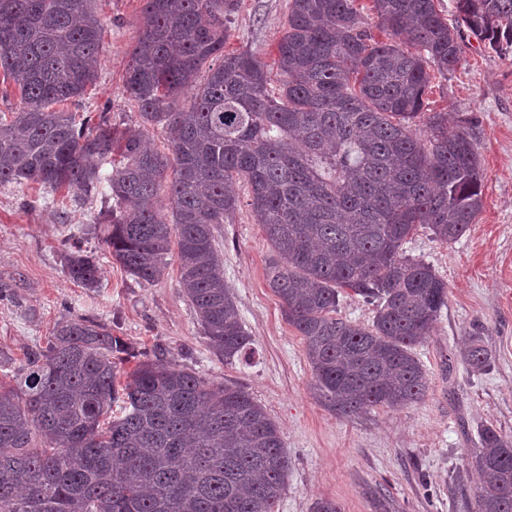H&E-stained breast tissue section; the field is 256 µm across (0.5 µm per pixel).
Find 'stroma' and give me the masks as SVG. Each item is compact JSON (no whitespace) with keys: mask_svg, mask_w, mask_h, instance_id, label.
<instances>
[{"mask_svg":"<svg viewBox=\"0 0 512 512\" xmlns=\"http://www.w3.org/2000/svg\"><path fill=\"white\" fill-rule=\"evenodd\" d=\"M142 7V0H95L103 28L97 78L69 110L86 116L108 109L120 129L139 123L123 77ZM287 13L288 0H238L227 50L273 63ZM458 35L462 57L433 78L428 108L447 113L449 129L468 127L480 153L484 207L455 242L421 228L404 246L448 284L447 307L414 349L429 375L420 402L346 418L317 400L303 341L267 283L269 244L246 205L220 226L218 240L224 282L255 353L227 363L209 348L176 267L144 284L112 258L105 227L95 221L99 198L38 184L0 185V352L22 359L45 345L59 322L95 319L133 347L117 356L120 373L131 372L140 356L161 352L176 367L243 387L267 411L289 460L276 512H311L320 498L335 500L342 512H377L379 493L392 512H458L454 483L464 480L471 491L479 483L471 458L480 427L512 438V54L493 52L467 27ZM72 246L95 253L97 287L68 278L64 254ZM473 336L492 353L487 371L469 372L462 361Z\"/></svg>","mask_w":512,"mask_h":512,"instance_id":"35a3bbf8","label":"stroma"}]
</instances>
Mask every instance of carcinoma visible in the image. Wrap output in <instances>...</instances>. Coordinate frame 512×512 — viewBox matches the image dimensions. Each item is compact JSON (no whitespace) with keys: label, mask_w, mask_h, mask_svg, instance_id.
Returning <instances> with one entry per match:
<instances>
[{"label":"carcinoma","mask_w":512,"mask_h":512,"mask_svg":"<svg viewBox=\"0 0 512 512\" xmlns=\"http://www.w3.org/2000/svg\"><path fill=\"white\" fill-rule=\"evenodd\" d=\"M92 2L0 0V72L22 103L0 120V184L90 197L106 183L96 223L113 259L152 284L177 254L179 285L226 362L252 339L216 232L238 210L232 187L246 185L272 250L268 285L305 343L319 400L345 417L420 401L427 377L414 347L447 306L448 285L404 244L420 227L459 239L481 212L484 181L464 127L450 131L432 112L417 128L432 73L462 55L435 0H372L382 40L357 0H290L276 86L256 55L224 51L237 0H144L123 80L140 123L120 132L104 110L93 124L55 108L95 79ZM456 10L490 49L512 50V0H456ZM159 125L167 154L145 145ZM164 182L169 217L157 207ZM65 268L96 287L94 254L70 250ZM348 291L376 303L370 326L336 317ZM130 350L77 317L20 363L0 354V512H276L289 465L263 407L158 355L119 388L114 358ZM491 361L473 337L465 364L482 372ZM473 463L475 512H512V440L483 427Z\"/></svg>","instance_id":"1"}]
</instances>
